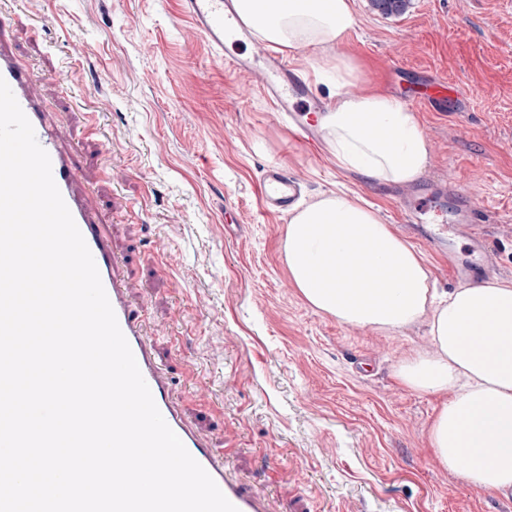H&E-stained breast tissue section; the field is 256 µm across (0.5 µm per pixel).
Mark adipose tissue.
I'll return each mask as SVG.
<instances>
[{
	"mask_svg": "<svg viewBox=\"0 0 512 512\" xmlns=\"http://www.w3.org/2000/svg\"><path fill=\"white\" fill-rule=\"evenodd\" d=\"M258 41L285 52L313 47L334 55L358 24L351 0H239ZM305 78L336 97L317 116L339 169L379 183H415L428 164L419 124L399 99L351 92L345 58L310 63ZM288 273L313 308L337 321L397 332L427 319L431 347L397 367L408 389L442 396L429 429L439 462L479 490L512 492V284L433 288L421 253L384 224L368 202L332 193L298 206L284 241ZM357 267L351 278L348 267ZM493 325L479 344L480 322Z\"/></svg>",
	"mask_w": 512,
	"mask_h": 512,
	"instance_id": "adipose-tissue-1",
	"label": "adipose tissue"
}]
</instances>
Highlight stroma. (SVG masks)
Here are the masks:
<instances>
[{"label": "stroma", "instance_id": "stroma-1", "mask_svg": "<svg viewBox=\"0 0 512 512\" xmlns=\"http://www.w3.org/2000/svg\"><path fill=\"white\" fill-rule=\"evenodd\" d=\"M356 30L339 51L367 87L445 79L455 112L415 109L429 162L417 184L386 185L308 155L256 81L190 31L180 0H0V40L39 77L78 186L119 259L132 311L187 424L220 452L266 512H512L436 459L440 397L405 388L401 360L430 348L426 320L395 333L313 309L284 256L287 218L264 213L262 170L287 165L304 202L342 190L375 205L421 251L436 288L453 289L448 254L425 231L455 229L450 206L420 187L455 181L512 282V0H411L399 16L352 0ZM95 116L99 134L84 131ZM424 211L425 227L409 220Z\"/></svg>", "mask_w": 512, "mask_h": 512}]
</instances>
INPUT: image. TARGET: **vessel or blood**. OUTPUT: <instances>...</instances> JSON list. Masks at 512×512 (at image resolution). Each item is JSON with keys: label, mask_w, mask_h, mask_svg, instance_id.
Here are the masks:
<instances>
[{"label": "vessel or blood", "mask_w": 512, "mask_h": 512, "mask_svg": "<svg viewBox=\"0 0 512 512\" xmlns=\"http://www.w3.org/2000/svg\"><path fill=\"white\" fill-rule=\"evenodd\" d=\"M234 2L235 0H181L183 11L193 21V34L201 37L209 45L211 52L218 56L224 52L225 34L237 32L244 27ZM227 63L238 73L258 74V87L262 95L274 111L287 114L291 121L293 142L309 153L319 151V127L305 119L304 113L310 109L322 110L323 104L312 95L307 84L283 57L266 50L261 57L232 56ZM0 78L11 88L34 128L38 143L50 156L54 181L94 258L118 324L164 420L238 512H263L261 499L225 475L224 464L219 455L186 424L181 412L172 403L161 369L143 340L139 320L133 315L123 285L115 274L112 244L103 235L99 224L91 217L84 199L76 191L79 174L77 163L73 156L59 149L56 130L48 121L46 109L33 90L36 75L20 66L14 55L0 49ZM458 98L457 89L450 87L443 79L428 80L424 89L416 95L418 104L431 107L437 112L454 109ZM259 191L269 211L285 216L293 210L303 188L301 182L284 167L272 165L264 170ZM439 193L442 198L452 200V215L456 223L475 222V209L468 195L452 185L440 187ZM450 266L452 277L457 281L474 278L477 272L486 271L488 251L483 237L474 235L468 257L451 260Z\"/></svg>", "instance_id": "obj_1"}]
</instances>
